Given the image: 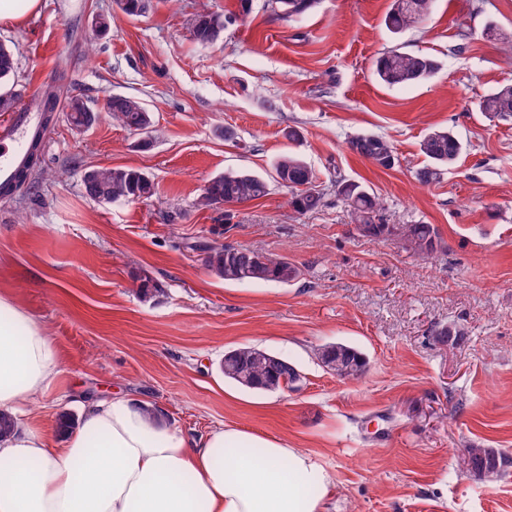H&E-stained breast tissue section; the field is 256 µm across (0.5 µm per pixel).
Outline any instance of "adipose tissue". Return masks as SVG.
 Listing matches in <instances>:
<instances>
[{
	"instance_id": "1",
	"label": "adipose tissue",
	"mask_w": 512,
	"mask_h": 512,
	"mask_svg": "<svg viewBox=\"0 0 512 512\" xmlns=\"http://www.w3.org/2000/svg\"><path fill=\"white\" fill-rule=\"evenodd\" d=\"M63 372L59 349L0 294V413ZM334 476L305 450L220 425L188 440L124 395L85 404L54 444L16 421L0 437V512H324Z\"/></svg>"
}]
</instances>
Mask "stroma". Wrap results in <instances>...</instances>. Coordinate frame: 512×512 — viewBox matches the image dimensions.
<instances>
[{"label":"stroma","instance_id":"35a3bbf8","mask_svg":"<svg viewBox=\"0 0 512 512\" xmlns=\"http://www.w3.org/2000/svg\"><path fill=\"white\" fill-rule=\"evenodd\" d=\"M391 4L316 0L286 20L269 0H149L98 35L92 18L114 0H41L0 23L18 57L15 91L40 92L50 71L62 97L95 115L78 130L59 110L38 166L0 198V293L52 338L64 370L22 421L78 416L82 401L124 393L190 439L226 424L304 449L336 477L330 512H512V467L482 479L459 468L471 442L512 452V123L476 108L512 84V0H436L399 35L384 24ZM203 6L232 18L208 45L192 35ZM491 21L498 37L485 33ZM396 47L441 68L419 84H381L375 62ZM115 94L148 105L149 147L109 117ZM436 127L466 148L424 184L420 142ZM361 133L392 144L393 166L351 150ZM290 152L326 191L318 211L296 213L271 180ZM97 166L141 169L156 192L94 201L82 176ZM229 169L269 178L268 195L198 207ZM340 177L378 195L387 223L434 225L441 250L426 258L362 236L336 197ZM215 240L286 256L302 275L220 279L200 250ZM144 275L162 296L141 297ZM451 323L465 338L436 342ZM328 343L363 353L365 373L324 367ZM242 345L288 359L299 381L269 392L224 379L220 362Z\"/></svg>","mask_w":512,"mask_h":512}]
</instances>
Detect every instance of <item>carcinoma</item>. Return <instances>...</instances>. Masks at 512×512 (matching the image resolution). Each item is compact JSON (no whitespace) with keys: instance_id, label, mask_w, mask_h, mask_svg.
Listing matches in <instances>:
<instances>
[{"instance_id":"obj_1","label":"carcinoma","mask_w":512,"mask_h":512,"mask_svg":"<svg viewBox=\"0 0 512 512\" xmlns=\"http://www.w3.org/2000/svg\"><path fill=\"white\" fill-rule=\"evenodd\" d=\"M435 0H393L385 17L389 30L399 34L412 28L432 11ZM314 0H273L281 17L290 18L308 11ZM118 8L127 16H140L146 9V0H116ZM227 17L203 10L195 15L193 37L200 44L216 41L213 33L223 31ZM17 68L14 51L0 44V81H6ZM440 69L439 62L423 53H411L399 48L383 54L376 62V76L379 82L388 85H404L424 82ZM58 88L48 86L38 95L37 111L44 114L45 123L53 120L59 106ZM70 120L76 127L90 125L91 111L77 96L67 102ZM477 108L491 121L512 119V85L503 86L484 96ZM107 112L120 125L137 134H148L154 127L153 115L139 99L125 95H113L108 99ZM353 151L371 163L391 167L394 161L393 147L385 138L374 134H363L350 141ZM421 152L428 165L420 171L422 183L438 181L444 171L464 152L462 140L451 130L434 128L423 138ZM274 181L291 189L289 200L292 208L307 213L324 206L325 193L316 183L311 167L298 155L288 153L279 158L275 165ZM83 189L90 199L111 203L117 200L148 198L155 193V183L144 172L123 167H95L90 180L82 181ZM269 181L247 170L226 171L209 183L198 199V206L208 208L217 205H238L257 200L269 194ZM336 197L349 207L352 221L360 231L372 239H385L392 235L393 227L383 220L382 200L367 188L344 180L336 181ZM400 248H410L421 256L431 257L442 247L437 228L432 224H403ZM200 249L211 254L210 270L219 278L234 282H275L288 284L301 276L300 268L281 255H269L255 250L226 245L223 243L203 244ZM335 357L336 366L331 371L346 379L360 377L367 367L364 355L357 349L342 343H330L318 351ZM224 377L237 384L260 391H275L291 385L296 369L293 364L281 358L267 357V352L251 346L236 348L224 355L221 365ZM469 460V472L475 477L498 475L512 465L508 453L471 444L464 449Z\"/></svg>"}]
</instances>
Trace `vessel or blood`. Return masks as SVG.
Here are the masks:
<instances>
[{
  "instance_id": "b4317fda",
  "label": "vessel or blood",
  "mask_w": 512,
  "mask_h": 512,
  "mask_svg": "<svg viewBox=\"0 0 512 512\" xmlns=\"http://www.w3.org/2000/svg\"><path fill=\"white\" fill-rule=\"evenodd\" d=\"M45 136L44 116L31 105L0 119V185L14 183L18 171L28 161L31 144Z\"/></svg>"
}]
</instances>
